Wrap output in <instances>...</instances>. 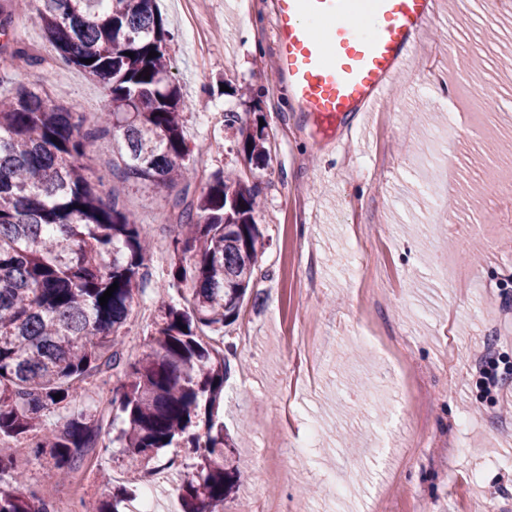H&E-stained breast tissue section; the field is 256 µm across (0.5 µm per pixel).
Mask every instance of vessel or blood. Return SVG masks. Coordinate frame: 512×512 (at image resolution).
<instances>
[{"instance_id":"1","label":"vessel or blood","mask_w":512,"mask_h":512,"mask_svg":"<svg viewBox=\"0 0 512 512\" xmlns=\"http://www.w3.org/2000/svg\"><path fill=\"white\" fill-rule=\"evenodd\" d=\"M438 5L439 0H275L273 72L292 110L322 126L321 141L329 149H343L351 139L350 116L389 99ZM356 14L368 32L350 24ZM317 22L322 30H314Z\"/></svg>"}]
</instances>
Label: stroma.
I'll return each instance as SVG.
<instances>
[{"mask_svg":"<svg viewBox=\"0 0 512 512\" xmlns=\"http://www.w3.org/2000/svg\"><path fill=\"white\" fill-rule=\"evenodd\" d=\"M14 2L37 58L17 83L95 124L105 84L58 61L38 0ZM159 8L194 150L191 192L218 170L245 167L225 112L245 123L262 117L270 135L271 160L254 171L269 241L254 272L264 305H244L227 329L237 345L224 387L227 456L248 480L226 512H264L271 501L282 512H512V376L489 394L475 368L486 350L512 361V200L496 198L493 228L467 221L485 199L471 182L491 161L512 159V13H499L496 0L465 14L440 0L392 103L338 152L314 146L316 127L275 88L271 0H159ZM468 70L491 103L479 118L467 95L442 90ZM452 122L467 129L454 141ZM450 157L459 178L444 189L431 171ZM119 162L108 137L83 159L154 242L152 286L126 324L135 359L155 317L152 288L167 278L174 194L113 178ZM442 212L452 223H430ZM448 259L462 287L439 281ZM106 435L84 480V512L113 489L144 484L114 430Z\"/></svg>","mask_w":512,"mask_h":512,"instance_id":"35a3bbf8","label":"stroma"}]
</instances>
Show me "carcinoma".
<instances>
[{
	"mask_svg": "<svg viewBox=\"0 0 512 512\" xmlns=\"http://www.w3.org/2000/svg\"><path fill=\"white\" fill-rule=\"evenodd\" d=\"M38 18L58 60L102 80L109 92L100 122L83 118L15 82L22 63L12 0H0V437L23 441L36 461L78 489L99 455L103 410L86 403L97 380L110 398L116 440L130 468L163 448L193 460L181 483L180 512H224L244 478L224 464L228 437L219 416L234 324L268 241L257 223L261 187L243 171L211 175L195 197L184 185L172 200L169 280L157 286L150 352L124 356L127 318L147 280L152 245L134 215L104 199L81 163L110 135L123 160L118 176L171 189L193 157L183 130L184 103L169 80L158 0H39ZM157 56L148 57L149 52ZM134 53V57L126 53ZM94 59L90 64L85 59ZM149 69V79L140 73ZM238 153L255 167L270 160L259 122L237 127ZM118 288L107 304L99 298ZM178 293L174 299L170 290ZM119 380L108 387L107 373ZM61 395L55 399L54 395ZM58 417L54 428L45 419ZM0 512H55L57 499L26 488L24 471L0 455ZM133 493L118 492L97 512H126Z\"/></svg>",
	"mask_w": 512,
	"mask_h": 512,
	"instance_id": "carcinoma-1",
	"label": "carcinoma"
}]
</instances>
